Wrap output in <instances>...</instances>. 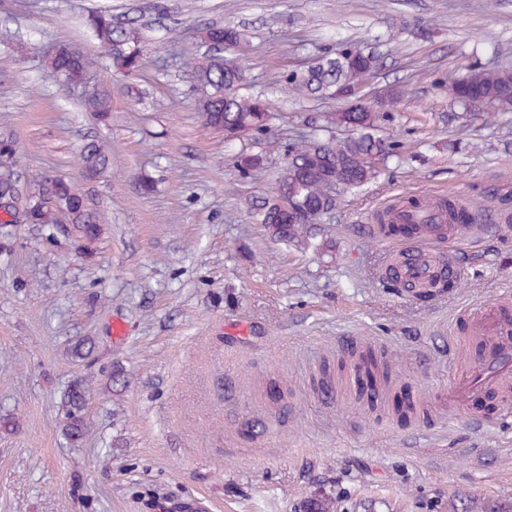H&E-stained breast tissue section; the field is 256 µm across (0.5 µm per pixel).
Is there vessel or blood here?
Listing matches in <instances>:
<instances>
[{
	"mask_svg": "<svg viewBox=\"0 0 512 512\" xmlns=\"http://www.w3.org/2000/svg\"><path fill=\"white\" fill-rule=\"evenodd\" d=\"M400 218L413 223L418 233L406 238L404 247L393 251L381 269L383 281L408 292L425 290L432 283L459 275L455 256L442 250L441 244L472 232V225L449 223L448 210L440 204L402 212ZM470 334L482 346L483 353L460 367L448 390V400L462 410L475 429L481 430L489 421L472 411L470 397L493 395L512 387V299L499 298L477 312Z\"/></svg>",
	"mask_w": 512,
	"mask_h": 512,
	"instance_id": "1",
	"label": "vessel or blood"
}]
</instances>
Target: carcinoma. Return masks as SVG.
<instances>
[{"label": "carcinoma", "mask_w": 512, "mask_h": 512, "mask_svg": "<svg viewBox=\"0 0 512 512\" xmlns=\"http://www.w3.org/2000/svg\"><path fill=\"white\" fill-rule=\"evenodd\" d=\"M88 30L102 46L112 47L110 63L122 73L139 72L150 65L145 53L141 30L132 22H121L107 9L92 11L87 18ZM199 42L204 47L195 66L198 111L203 127L210 131L224 130L228 140H239L249 134L262 135L270 130L273 113L270 102L261 93L246 88L243 62L247 59L250 41L236 26H207L200 30ZM48 67L65 69L70 83L81 86L86 75L100 66L99 60L85 53L66 56L58 63L46 61ZM378 67L372 52L345 49L323 56L300 69L282 76L288 94L298 101L346 100L352 88L368 79ZM448 99L468 106L475 101L503 107L512 102V71L508 69H477L464 78L448 75ZM84 111L105 119L111 112V98L102 88L81 93ZM380 114L368 107L351 103L339 112H328L325 121L347 128L351 135L340 140L323 139L312 132L288 146L278 140L267 141L264 153L243 148L236 156V166L243 172L263 169L267 157L277 154L284 160L276 196L288 200L283 208L273 199L246 202L248 218L264 226L268 234L283 243H296L303 234L305 216L319 219L333 208L327 191L330 178L347 180L349 190L356 191L375 180L378 164L396 153L395 144L379 135ZM80 160L88 179H99L109 169L112 146L106 141L90 139L80 149ZM20 178L16 167H0V192H11ZM34 208L29 220L33 224L59 223L58 212L64 210L76 229L84 248L101 236L104 213L88 206L84 195L68 180L47 179L37 174L25 181ZM380 375L377 360L367 358L356 366V385L365 394V384L374 383ZM89 383L77 377L68 385L62 400L64 435L73 445L83 439L87 429L85 409Z\"/></svg>", "instance_id": "obj_1"}]
</instances>
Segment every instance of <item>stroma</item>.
<instances>
[{"label": "stroma", "mask_w": 512, "mask_h": 512, "mask_svg": "<svg viewBox=\"0 0 512 512\" xmlns=\"http://www.w3.org/2000/svg\"><path fill=\"white\" fill-rule=\"evenodd\" d=\"M99 7L142 28L164 68H99L112 91L98 121L64 88L43 54L68 41L100 47L85 20ZM247 29L246 76L272 90L283 142L308 133L326 104L287 101L274 86L313 57L352 45L374 52L371 92L396 88L380 133L402 157L308 232L281 244L251 223L245 202L273 195L283 165L241 172L240 149L203 129L187 62L209 24ZM394 28L396 37L375 41ZM0 130L18 144L26 175L65 177L108 222L92 250L68 225L0 229V512H180L205 497L211 512H303L317 497L335 512H512V415L481 434L440 405L470 317L512 296V116L449 102V74L512 67V0H0ZM100 136L112 166L86 181L80 146ZM151 189H144V182ZM459 196L479 230L450 243L460 276L423 297L383 283L391 243L377 214L409 196ZM328 241L327 252L314 245ZM128 327L112 333L114 321ZM89 336L93 354L69 348ZM350 337L356 343L341 345ZM389 366L384 394L410 396L400 419L369 408L345 384L358 353ZM123 368L125 383L108 378ZM90 379L89 430L63 434V393Z\"/></svg>", "instance_id": "stroma-1"}]
</instances>
